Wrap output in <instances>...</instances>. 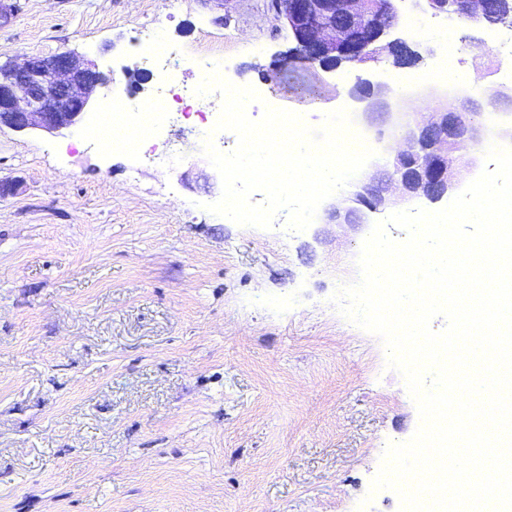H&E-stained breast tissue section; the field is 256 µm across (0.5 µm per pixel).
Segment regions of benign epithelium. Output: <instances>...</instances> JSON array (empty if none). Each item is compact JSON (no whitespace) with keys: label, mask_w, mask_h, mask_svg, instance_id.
Instances as JSON below:
<instances>
[{"label":"benign epithelium","mask_w":512,"mask_h":512,"mask_svg":"<svg viewBox=\"0 0 512 512\" xmlns=\"http://www.w3.org/2000/svg\"><path fill=\"white\" fill-rule=\"evenodd\" d=\"M433 13L452 7L467 12L477 23L498 25L497 15L487 9V0H424ZM270 10L283 20L293 47L279 54L285 65L298 58L312 67L333 69L347 62H376L402 44L387 41L393 27L392 0H270ZM375 25L367 28L368 43L358 44L352 31L368 16ZM112 82V77L92 61L70 51L48 58H30L21 67H0V128L13 131L58 132L79 123L92 101ZM392 90L386 85L361 82L349 96L366 103L368 117L386 123ZM399 147L389 169L356 185L350 196H339L325 209L327 221L341 228L365 224L370 214H381L415 200L432 203L448 196L458 185L457 152L480 141L482 129L473 113L445 106L431 112H408L397 125Z\"/></svg>","instance_id":"7a95c632"}]
</instances>
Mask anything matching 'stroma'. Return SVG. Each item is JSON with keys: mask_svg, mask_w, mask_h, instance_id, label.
Instances as JSON below:
<instances>
[{"mask_svg": "<svg viewBox=\"0 0 512 512\" xmlns=\"http://www.w3.org/2000/svg\"><path fill=\"white\" fill-rule=\"evenodd\" d=\"M395 7L390 36L414 65L296 62L269 79L289 46L269 0H0V66L68 50L111 74L106 101L145 100L155 79L137 30L156 24L184 49L185 82L197 52L221 46L225 78L264 94L255 118L270 101L317 129L347 109L376 152L363 180L398 141L348 97L358 82L394 88L401 112L450 100L512 113V84L446 79L512 69L498 28ZM81 133L0 129V178L19 185L0 197V512H401L372 482L419 412L381 339L332 300L357 280L377 216L342 233L319 215L289 239L242 227L208 210L223 183L191 123L155 140L184 149L176 165Z\"/></svg>", "mask_w": 512, "mask_h": 512, "instance_id": "obj_1", "label": "stroma"}]
</instances>
